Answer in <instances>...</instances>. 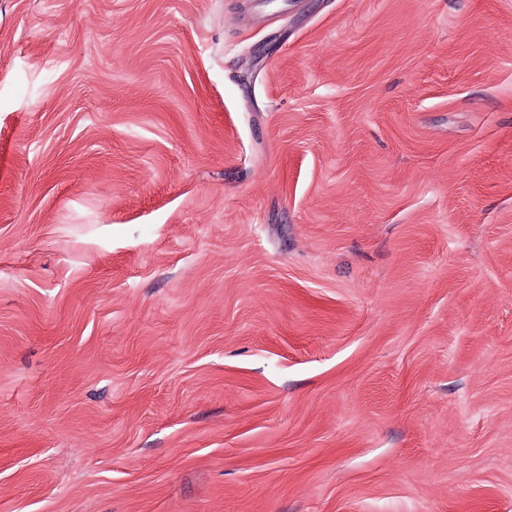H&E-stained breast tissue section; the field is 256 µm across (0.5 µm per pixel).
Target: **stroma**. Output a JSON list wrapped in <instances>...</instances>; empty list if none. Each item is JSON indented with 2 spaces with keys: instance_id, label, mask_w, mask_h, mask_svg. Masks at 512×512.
<instances>
[{
  "instance_id": "35a3bbf8",
  "label": "stroma",
  "mask_w": 512,
  "mask_h": 512,
  "mask_svg": "<svg viewBox=\"0 0 512 512\" xmlns=\"http://www.w3.org/2000/svg\"><path fill=\"white\" fill-rule=\"evenodd\" d=\"M0 512H512V0H0Z\"/></svg>"
}]
</instances>
